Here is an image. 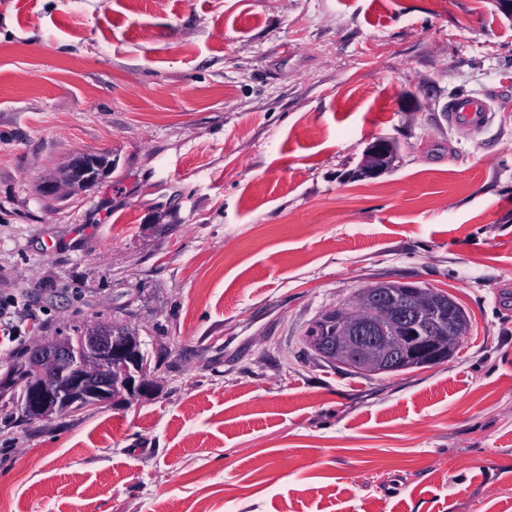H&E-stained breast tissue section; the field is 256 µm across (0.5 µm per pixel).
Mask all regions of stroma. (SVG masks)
<instances>
[{
    "mask_svg": "<svg viewBox=\"0 0 512 512\" xmlns=\"http://www.w3.org/2000/svg\"><path fill=\"white\" fill-rule=\"evenodd\" d=\"M485 101L473 132L454 92ZM392 169L361 178L369 143ZM78 152L103 182L43 195ZM380 279L451 295L447 362L306 345ZM0 379L135 328L151 396L22 421L0 512H512V17L497 0H0ZM488 109L480 100L457 99L448 103V122L478 129L488 120ZM397 158V148L393 141L376 139L365 149L358 174L362 177H376L391 169ZM27 312L26 305L19 304L18 298L15 295L2 296L0 294V331H4L3 335L14 336L17 331V325L14 323L16 320H21L23 317L28 316ZM6 332L7 334H5Z\"/></svg>",
    "mask_w": 512,
    "mask_h": 512,
    "instance_id": "stroma-1",
    "label": "stroma"
}]
</instances>
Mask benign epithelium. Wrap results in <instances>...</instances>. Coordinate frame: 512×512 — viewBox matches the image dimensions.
Listing matches in <instances>:
<instances>
[{
    "instance_id": "1",
    "label": "benign epithelium",
    "mask_w": 512,
    "mask_h": 512,
    "mask_svg": "<svg viewBox=\"0 0 512 512\" xmlns=\"http://www.w3.org/2000/svg\"><path fill=\"white\" fill-rule=\"evenodd\" d=\"M397 158L395 143L378 138L365 149L358 174L376 177L391 169ZM93 165L88 153H75L64 179L41 184L43 194L85 187V174ZM332 313L336 335H321L316 321L309 346L325 360L362 375L443 363L469 329L468 316L452 297L399 280L371 282L360 289L357 302ZM137 344L134 329L114 324L90 326L77 345L61 338L38 342L29 354L32 379L22 395L24 411L47 419L105 404L112 400L115 372L123 375L132 394H148L149 363Z\"/></svg>"
}]
</instances>
